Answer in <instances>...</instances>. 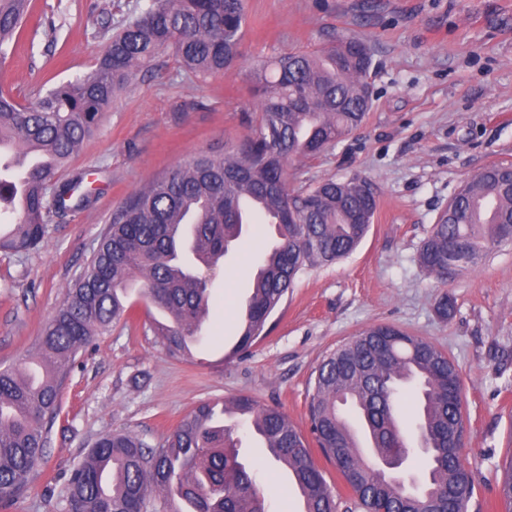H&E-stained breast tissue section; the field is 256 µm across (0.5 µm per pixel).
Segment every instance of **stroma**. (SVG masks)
I'll return each mask as SVG.
<instances>
[{"instance_id": "stroma-1", "label": "stroma", "mask_w": 512, "mask_h": 512, "mask_svg": "<svg viewBox=\"0 0 512 512\" xmlns=\"http://www.w3.org/2000/svg\"><path fill=\"white\" fill-rule=\"evenodd\" d=\"M149 0H33V23L0 64V85L22 103L41 86L94 68L107 41L97 25L140 15ZM243 58L195 78L160 55L109 108L71 159L86 206L54 217L36 251L0 254V368L39 360V339L114 207L191 156L219 155L249 132L251 66L329 40L371 46L373 107L364 125L320 156L297 162L288 185L359 175L378 209L348 257L298 275L265 336L232 359L244 288L267 246L248 225L214 282L203 338L171 357L144 301L79 352L50 442L27 491L5 512H65V481L100 436L125 431L164 445L199 403L248 395L309 433V401L324 355L357 332L392 325L433 342L456 365L466 418L463 459L476 490L468 512H505L499 494L512 462V243L440 283L420 267L423 241L459 188L484 167L512 162V0H247ZM454 309L441 318L436 302ZM240 453L272 492L271 512H301L285 471L238 430Z\"/></svg>"}]
</instances>
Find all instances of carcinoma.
Returning <instances> with one entry per match:
<instances>
[{
  "instance_id": "cac0c4a2",
  "label": "carcinoma",
  "mask_w": 512,
  "mask_h": 512,
  "mask_svg": "<svg viewBox=\"0 0 512 512\" xmlns=\"http://www.w3.org/2000/svg\"><path fill=\"white\" fill-rule=\"evenodd\" d=\"M31 17V0H0V56L12 51ZM245 0H150L138 17L110 32L95 67L85 75L38 90L30 104L0 88V144L10 143L32 163L0 162V201L15 214L0 252L28 253L47 239L53 214L89 202L83 178L61 171L92 136L116 96L139 71L168 51L200 77L226 72L241 55ZM369 47L340 38L313 52L280 55L250 71L257 94L250 133L222 155H200L151 180L112 210L83 270L67 285L40 342V377L29 369L0 368V502L23 494L42 460L61 388L78 353L129 309L125 285L168 317L155 324L174 358L188 357L199 341L210 288L222 261L243 234L236 203L252 195L277 217V245L265 253L248 286L247 312L232 354L249 348L295 278L304 270L350 254L372 224L377 196L357 188L368 180L323 179L288 188V168L316 157L358 130L371 108ZM507 163L490 165L454 195L419 252L423 270L448 282V245L465 247V270L512 242V185ZM419 400L415 424L426 456V476L412 488L382 474L350 442L344 409L371 428L378 456L409 454L399 414L403 394ZM459 374L433 343L395 326L360 331L326 355L316 369L309 405L311 432L364 512H445L448 496L463 512L475 486L462 459L466 422ZM250 420L274 462L289 474L303 512H336V500L316 466L308 442L281 411L246 397L224 405ZM72 512H142L153 496L164 512H270L254 470L239 457L233 428L215 419L212 404L187 414L160 448L128 433L94 441L70 472ZM501 497L512 512V461Z\"/></svg>"
}]
</instances>
